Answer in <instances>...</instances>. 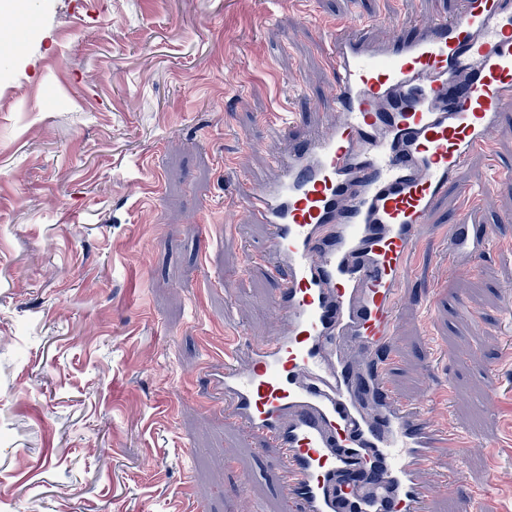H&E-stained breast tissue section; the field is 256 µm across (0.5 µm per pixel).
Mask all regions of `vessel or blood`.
Returning <instances> with one entry per match:
<instances>
[{
  "mask_svg": "<svg viewBox=\"0 0 512 512\" xmlns=\"http://www.w3.org/2000/svg\"><path fill=\"white\" fill-rule=\"evenodd\" d=\"M371 39L361 19L330 29L334 123L294 137L279 126L273 182L238 209L265 228L250 266L276 287L282 329L234 337L211 365L224 419L254 452H277L280 512H430L458 495L461 462L483 441L444 418L434 390L401 397L402 285L449 189L512 105V0H459L456 10ZM498 235L474 207L445 225L448 263L469 270ZM488 479L459 512H486Z\"/></svg>",
  "mask_w": 512,
  "mask_h": 512,
  "instance_id": "obj_1",
  "label": "vessel or blood"
}]
</instances>
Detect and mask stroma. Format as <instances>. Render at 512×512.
Segmentation results:
<instances>
[{"instance_id": "obj_1", "label": "stroma", "mask_w": 512, "mask_h": 512, "mask_svg": "<svg viewBox=\"0 0 512 512\" xmlns=\"http://www.w3.org/2000/svg\"><path fill=\"white\" fill-rule=\"evenodd\" d=\"M456 2L23 0L0 23V512H168L185 466L205 512H246L244 482L278 512L271 461L225 427L204 369L226 338L278 324L273 281L246 262L264 229L236 193L279 178V113L298 134L326 120L322 30L356 15L386 41ZM508 164L512 107L464 172L499 238L467 279L444 273L449 192L399 320L398 390L419 392L438 359L449 422L485 442L459 496L502 476L488 512H512V179L494 175Z\"/></svg>"}]
</instances>
